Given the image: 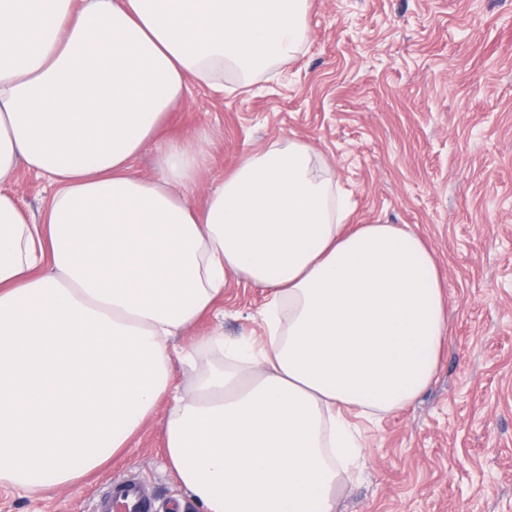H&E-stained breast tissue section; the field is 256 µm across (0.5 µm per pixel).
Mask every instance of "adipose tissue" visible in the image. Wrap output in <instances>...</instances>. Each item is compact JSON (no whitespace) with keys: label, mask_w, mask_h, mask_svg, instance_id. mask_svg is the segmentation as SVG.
Returning a JSON list of instances; mask_svg holds the SVG:
<instances>
[{"label":"adipose tissue","mask_w":512,"mask_h":512,"mask_svg":"<svg viewBox=\"0 0 512 512\" xmlns=\"http://www.w3.org/2000/svg\"><path fill=\"white\" fill-rule=\"evenodd\" d=\"M310 0H0V483L66 487L166 403L168 463L203 512H336L361 454L348 412L413 403L447 301L398 224L347 229L308 143L250 152L197 206L209 136L134 170L189 82L257 79L308 42ZM52 189L29 220L19 164ZM265 334L177 352L229 279ZM193 366L190 391L172 376Z\"/></svg>","instance_id":"adipose-tissue-1"}]
</instances>
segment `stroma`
<instances>
[{
	"label": "stroma",
	"instance_id": "obj_1",
	"mask_svg": "<svg viewBox=\"0 0 512 512\" xmlns=\"http://www.w3.org/2000/svg\"><path fill=\"white\" fill-rule=\"evenodd\" d=\"M305 52L278 78L192 85L159 137L211 136L203 203L251 151L310 143L347 193L350 225L401 224L433 250L448 303L437 373L407 408L355 418L359 472L337 512H512V0H311ZM267 294L232 283L220 328L258 330ZM165 406L129 448L69 487L0 484V512H90L135 471L161 504L200 512L164 451Z\"/></svg>",
	"mask_w": 512,
	"mask_h": 512
}]
</instances>
